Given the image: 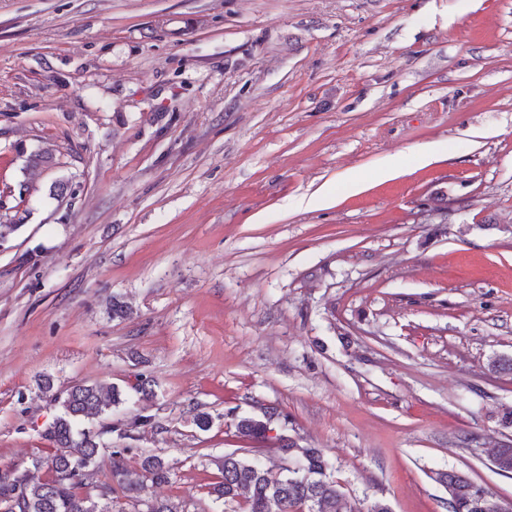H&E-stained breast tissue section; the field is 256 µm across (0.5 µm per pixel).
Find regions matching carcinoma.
<instances>
[{"label":"carcinoma","instance_id":"carcinoma-1","mask_svg":"<svg viewBox=\"0 0 512 512\" xmlns=\"http://www.w3.org/2000/svg\"><path fill=\"white\" fill-rule=\"evenodd\" d=\"M122 401V392L114 386H72L63 401V413L45 430L55 452L33 461L34 469L46 468L53 478L42 480L28 469L1 472L0 512H112L107 505L99 506L91 495L79 492L101 451L102 430H78L76 424L85 418H101ZM278 417L273 409L260 416L242 417L237 422L238 433L249 440H268L271 424ZM275 440L279 450L288 455V465L274 471L255 457L228 453L221 462L222 480L214 484L210 495L226 502L241 500L245 512H357L342 485L331 478L332 464L321 449L300 448L283 435ZM131 452L121 444L111 451L112 481L124 497L135 508L145 507V512H179L176 504L145 497L147 483L170 481L168 461L159 455L145 456L141 474L131 479L126 468ZM492 461L497 471L511 475L512 443L492 449ZM434 479L448 491V512H501V499L458 470L438 471Z\"/></svg>","mask_w":512,"mask_h":512}]
</instances>
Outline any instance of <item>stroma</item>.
I'll return each mask as SVG.
<instances>
[{"mask_svg":"<svg viewBox=\"0 0 512 512\" xmlns=\"http://www.w3.org/2000/svg\"><path fill=\"white\" fill-rule=\"evenodd\" d=\"M43 148L57 167L27 165ZM345 178L360 192L304 206ZM15 216L0 470L47 455L71 386L107 383L127 402L91 422L92 486L121 428L130 471L172 464L155 496L244 512L210 489L238 416L274 406L361 507L448 512V468L512 499L489 457L512 440L489 369L512 357V0H0Z\"/></svg>","mask_w":512,"mask_h":512,"instance_id":"35a3bbf8","label":"stroma"}]
</instances>
